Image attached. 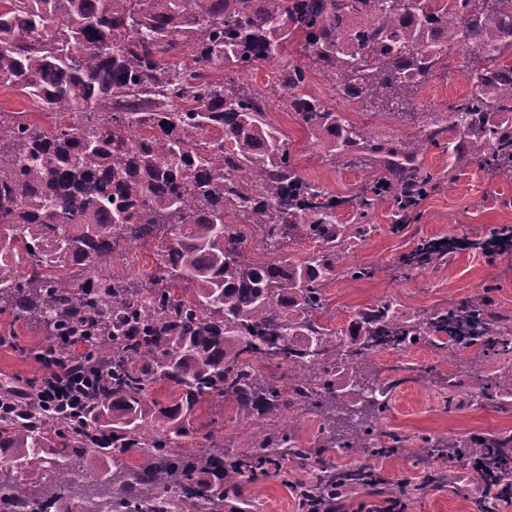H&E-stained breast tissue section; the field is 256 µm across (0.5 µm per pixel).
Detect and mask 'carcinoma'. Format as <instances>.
Listing matches in <instances>:
<instances>
[{"label": "carcinoma", "instance_id": "obj_1", "mask_svg": "<svg viewBox=\"0 0 512 512\" xmlns=\"http://www.w3.org/2000/svg\"><path fill=\"white\" fill-rule=\"evenodd\" d=\"M460 45L484 60L475 91L421 139H381L307 91L320 72L352 101L398 109ZM292 46L302 58L270 85L236 81ZM507 49L512 0H0V84L64 114L47 129L0 111V314L40 329V360L88 346L76 410L47 413L34 397L0 421V512H23L25 499L38 512H253L244 481L271 472L305 512H330L377 478L365 465L330 466L329 448L479 460L484 512H497L512 493L511 433L425 435L414 451L361 418L338 436L334 411L344 398L379 418L389 410L374 353L417 340L512 353V316L481 296L404 324L381 299L359 312L347 343L322 316L336 276L376 275L340 253L367 236L375 205L390 200L405 217L439 188L418 166L424 145L512 181ZM277 92L329 161L372 153L349 199L359 223H336V195L295 166L268 118ZM450 118L460 136L445 142ZM244 225L276 252L302 237L318 249L299 264L258 262ZM123 244L154 245V271L112 274ZM470 245L512 250V226ZM458 247L423 241L400 264L432 267ZM157 383L179 395L163 404ZM505 393L512 370L481 377L476 401L498 407ZM210 398L251 426L247 450L221 427L195 425ZM295 411L321 418L306 441L286 419ZM290 466L315 480H288Z\"/></svg>", "mask_w": 512, "mask_h": 512}]
</instances>
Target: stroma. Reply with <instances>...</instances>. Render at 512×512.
<instances>
[{
    "instance_id": "35a3bbf8",
    "label": "stroma",
    "mask_w": 512,
    "mask_h": 512,
    "mask_svg": "<svg viewBox=\"0 0 512 512\" xmlns=\"http://www.w3.org/2000/svg\"><path fill=\"white\" fill-rule=\"evenodd\" d=\"M474 62L464 47L449 50L445 66L415 93L405 113H390L351 103L340 97L321 74H313L309 92L343 112L354 125L391 140L423 136L432 113L447 111L471 95L470 73ZM270 120L288 137L291 154L301 173L333 192L340 202L336 220L354 221L349 198L363 180L359 166L334 165L325 159L321 144L311 138L298 116L280 103L270 110ZM425 172L444 177L442 187L422 202L407 223H400L391 202L376 205L366 238L342 246L348 263H369L378 274L371 280L336 278L328 287L327 324L340 336H348L358 312L374 301L389 298L397 305L399 319L409 321L427 310L452 305L466 297L489 293L496 308L512 314V253L488 256L463 248L437 267L415 270L400 277L395 260L420 240L471 238L503 224L512 225V181L487 174L475 162L452 164L442 147L428 146L420 155ZM14 328L9 343L0 345V384L37 379L43 373L33 357L40 331L25 322L0 316V330ZM475 348L457 350L453 360L419 342L398 351L378 353L375 364L380 378L399 384L389 394V410L380 421L382 431H394L415 441L423 435H463L512 432V404L497 408L469 402V386L449 389L455 363L475 357ZM384 485L401 478L417 479L424 471L446 473V481L423 493L404 498L401 512H480L482 489L470 465L458 461L419 462L408 455L372 461ZM243 492L253 501V512H298L292 491L276 476L248 483Z\"/></svg>"
}]
</instances>
